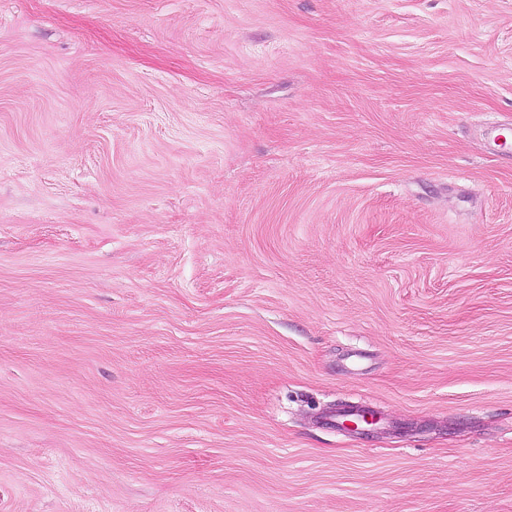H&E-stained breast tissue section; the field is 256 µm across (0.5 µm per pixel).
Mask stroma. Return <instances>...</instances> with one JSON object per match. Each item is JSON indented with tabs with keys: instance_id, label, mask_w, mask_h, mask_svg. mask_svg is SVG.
I'll return each instance as SVG.
<instances>
[{
	"instance_id": "35a3bbf8",
	"label": "stroma",
	"mask_w": 512,
	"mask_h": 512,
	"mask_svg": "<svg viewBox=\"0 0 512 512\" xmlns=\"http://www.w3.org/2000/svg\"><path fill=\"white\" fill-rule=\"evenodd\" d=\"M493 125L512 0H0V512H512ZM336 412L345 417L355 416L353 419H345L341 423L336 424V427L348 433L370 435L380 430L377 426L382 421V416L373 410H360L349 407L340 408Z\"/></svg>"
}]
</instances>
